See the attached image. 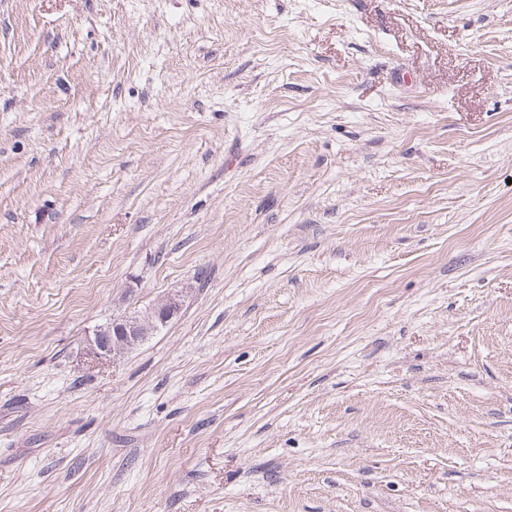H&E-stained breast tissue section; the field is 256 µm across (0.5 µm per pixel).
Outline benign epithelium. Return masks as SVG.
I'll return each mask as SVG.
<instances>
[{
    "label": "benign epithelium",
    "mask_w": 512,
    "mask_h": 512,
    "mask_svg": "<svg viewBox=\"0 0 512 512\" xmlns=\"http://www.w3.org/2000/svg\"><path fill=\"white\" fill-rule=\"evenodd\" d=\"M179 308L180 299L170 295L142 318L115 320L112 325L96 330L89 341V350L101 358L121 356L166 324Z\"/></svg>",
    "instance_id": "obj_1"
}]
</instances>
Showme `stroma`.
Wrapping results in <instances>:
<instances>
[{"label": "stroma", "instance_id": "stroma-1", "mask_svg": "<svg viewBox=\"0 0 512 512\" xmlns=\"http://www.w3.org/2000/svg\"><path fill=\"white\" fill-rule=\"evenodd\" d=\"M0 512H512V0H0ZM180 308V299L170 295L162 299L142 318L114 320L112 325L96 330L89 341L90 352L97 357H112L125 354L129 349L144 341L165 325Z\"/></svg>", "mask_w": 512, "mask_h": 512}]
</instances>
